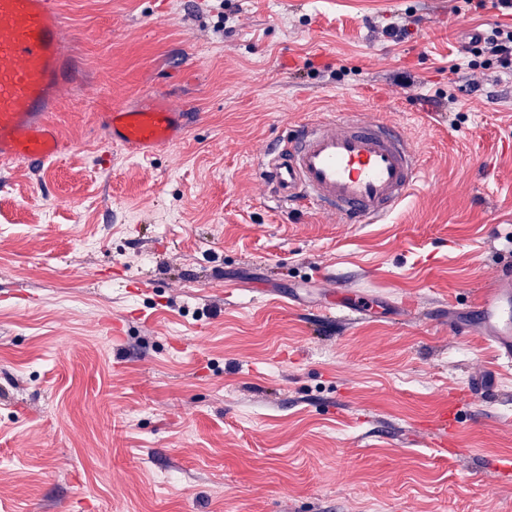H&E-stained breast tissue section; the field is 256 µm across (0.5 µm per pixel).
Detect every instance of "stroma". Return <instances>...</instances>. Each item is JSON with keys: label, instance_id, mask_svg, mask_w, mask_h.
<instances>
[{"label": "stroma", "instance_id": "1", "mask_svg": "<svg viewBox=\"0 0 512 512\" xmlns=\"http://www.w3.org/2000/svg\"><path fill=\"white\" fill-rule=\"evenodd\" d=\"M60 4L90 84L51 115L71 153L0 168V512H512V369L446 321L512 267V70L471 44L512 12ZM151 91L195 101L185 137L113 146L102 114ZM362 112L421 151L386 222L263 192L267 145ZM338 285L369 318L320 314Z\"/></svg>", "mask_w": 512, "mask_h": 512}]
</instances>
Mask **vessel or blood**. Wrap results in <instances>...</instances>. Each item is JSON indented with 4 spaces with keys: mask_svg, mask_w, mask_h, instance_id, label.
<instances>
[{
    "mask_svg": "<svg viewBox=\"0 0 512 512\" xmlns=\"http://www.w3.org/2000/svg\"><path fill=\"white\" fill-rule=\"evenodd\" d=\"M57 0H0V162H49L68 145L48 114L83 78ZM192 106L157 95L104 116L112 144L151 154L179 142ZM418 147L399 128L363 114L306 120L259 162L266 192L345 224H376L417 185ZM470 313L498 357L512 363V278L496 276Z\"/></svg>",
    "mask_w": 512,
    "mask_h": 512,
    "instance_id": "obj_1",
    "label": "vessel or blood"
}]
</instances>
